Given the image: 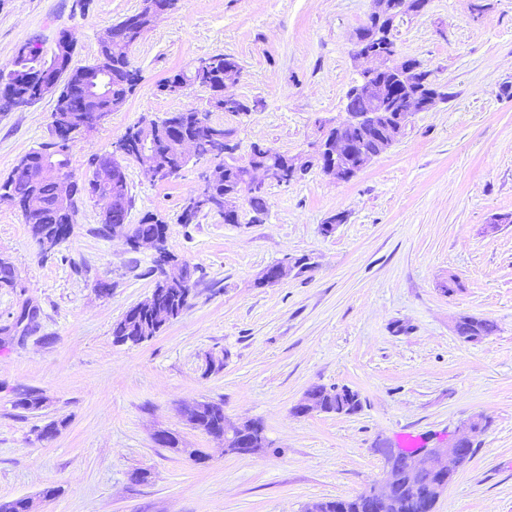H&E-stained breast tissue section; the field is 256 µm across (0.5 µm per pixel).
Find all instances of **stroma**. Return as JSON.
I'll return each mask as SVG.
<instances>
[{
	"label": "stroma",
	"mask_w": 512,
	"mask_h": 512,
	"mask_svg": "<svg viewBox=\"0 0 512 512\" xmlns=\"http://www.w3.org/2000/svg\"><path fill=\"white\" fill-rule=\"evenodd\" d=\"M141 7L0 0V67L31 40L52 56L63 31L74 65L93 63L104 32ZM371 11L372 0H179L130 48L141 81L71 146L72 174L87 177L89 159L110 153L141 117L206 110L208 88L171 95L160 86L218 53L238 60L242 77L228 92L252 110L214 112L211 122L244 152L255 143L306 150L317 121L345 116L362 67L354 41ZM395 25L399 59L432 71L445 97L350 181L313 168L289 186L266 185L264 215L243 195L235 223L210 213L184 224L204 162L161 179L124 160L128 223L158 216L168 249L194 272L186 308L151 340L112 335L150 294L155 253L130 250L123 233L98 234L104 201L81 200L72 234L46 254L0 200V260L15 271L13 285L0 286V503L308 512L378 482L382 449L400 447L404 434L432 447L480 417L489 428L434 512H512V0H428ZM53 106L48 96L0 112V181L49 141ZM302 256L306 272L259 285L266 267ZM465 315L493 320L495 334L464 342L454 326ZM317 385L351 388L359 410L297 415ZM26 389L42 394V409L16 407ZM198 401L223 403L234 422L260 421L268 448L225 453L223 441L184 423L181 407ZM53 420L59 433L40 439ZM161 432L208 461L158 446ZM140 469L148 481H131Z\"/></svg>",
	"instance_id": "obj_1"
}]
</instances>
